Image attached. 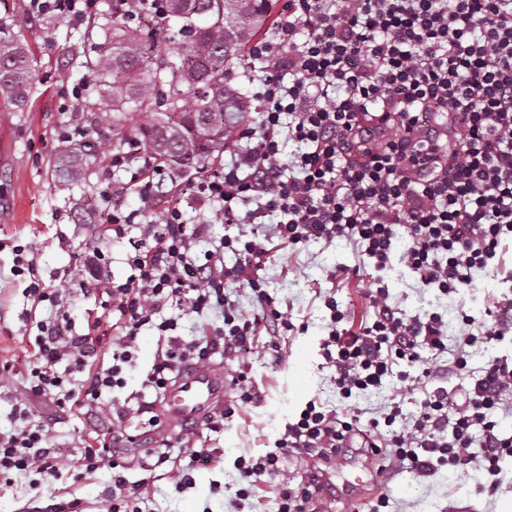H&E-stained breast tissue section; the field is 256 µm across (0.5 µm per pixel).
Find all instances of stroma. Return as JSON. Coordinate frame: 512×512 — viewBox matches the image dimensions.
<instances>
[{"instance_id":"1","label":"stroma","mask_w":512,"mask_h":512,"mask_svg":"<svg viewBox=\"0 0 512 512\" xmlns=\"http://www.w3.org/2000/svg\"><path fill=\"white\" fill-rule=\"evenodd\" d=\"M0 18L14 23L22 40L37 60L29 102L16 106L0 95V365L10 364L9 372L0 374V431L14 423L12 405L26 396V366L30 360L22 311L27 307L23 277L13 275L12 248L31 245L43 278L68 272L72 282L64 300L75 326H82L87 310L97 308L106 296L101 291L82 290L83 274L76 260L78 253L91 247L101 248L112 258L109 273L120 280L127 276L125 255L128 242L103 236L109 205L139 215L140 223L158 222L149 211L128 172L110 166L111 150L90 159V179L66 188L54 173L56 161L66 148L81 150L83 141L99 139L97 130H89L86 140L65 145L59 139L63 128L75 116L69 110V94L81 83L84 59L80 40L82 24L55 16L33 17L26 0H0ZM110 172L112 202L101 203L97 194L100 174ZM83 209L85 221L72 223L70 212ZM188 224L199 227L204 240L220 241L224 236L258 233L269 251V260L260 276L274 295L281 311L287 312L295 329L281 337V353L268 346V336L256 335L250 353L243 362L259 402L244 405L238 399L234 380L239 361L216 359L213 368L224 382V407L229 415L224 431L213 434L197 430V445L218 451L217 461L193 473V484L184 492L172 490L167 480H159L149 467L151 454L166 453V469L180 467L178 444L180 430L167 434L152 433L151 440L139 444L126 455V474L130 481H145L143 499L133 502L134 512H277L278 480L258 478L255 486H246L236 468L238 458H259L274 451L275 442L285 424L294 419L309 401H316L339 417L358 416L361 422L383 419L391 403H399L405 417L420 410L425 397L412 379L415 367L401 365L382 388L342 397L336 390V368L324 355V344L331 330L328 298H335L345 314L343 328L359 332L374 318L367 296L371 279H379L390 294L391 303L405 317L440 313L448 338V348L441 360L454 358L456 340L464 330L478 332L491 325L489 309L512 299V240L502 242L492 266L482 272L477 289H463L449 295L421 287L416 276L398 259H391L383 271H375L362 247L336 239H310L298 245L283 244L271 225L260 230L252 226L225 224L212 210H188ZM471 316V326H464L463 316ZM158 338L142 331L137 341L136 366L127 377L126 386L94 405L90 413L55 410L48 403L33 400L35 418L49 422L48 443L57 449L63 462L75 464L83 442L91 440L97 422L112 419L113 403L144 396L142 380L154 361ZM512 362V340H503L471 348L468 370L451 378L450 386H470L487 363L495 359ZM381 459L353 458L332 472L336 494L331 506L335 512H512V458L500 464L492 476L482 470L460 475L443 466L431 477L420 478L402 471L393 477L378 472ZM112 471L102 468L94 475L77 477L64 472L62 479L31 488L30 478L13 475L11 483L0 485V512H45L47 506L66 503L65 512H112L107 494ZM249 488L241 497V488Z\"/></svg>"}]
</instances>
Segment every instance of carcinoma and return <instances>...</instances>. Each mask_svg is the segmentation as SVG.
<instances>
[{
    "label": "carcinoma",
    "mask_w": 512,
    "mask_h": 512,
    "mask_svg": "<svg viewBox=\"0 0 512 512\" xmlns=\"http://www.w3.org/2000/svg\"><path fill=\"white\" fill-rule=\"evenodd\" d=\"M103 5L83 33L94 43L83 67L108 92L95 99L86 90L76 105L92 125L106 127L94 149L118 150L136 136L179 174L205 167L231 142L227 114L248 110L229 72L246 45L274 26V0H170L176 34L149 37L134 26V13L117 16L110 0ZM35 64L13 25L0 20V93L24 105ZM139 111L151 112L154 124L135 126Z\"/></svg>",
    "instance_id": "cac0c4a2"
}]
</instances>
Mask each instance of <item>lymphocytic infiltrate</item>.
I'll return each mask as SVG.
<instances>
[{
	"instance_id": "obj_1",
	"label": "lymphocytic infiltrate",
	"mask_w": 512,
	"mask_h": 512,
	"mask_svg": "<svg viewBox=\"0 0 512 512\" xmlns=\"http://www.w3.org/2000/svg\"><path fill=\"white\" fill-rule=\"evenodd\" d=\"M246 56L261 74L257 107L234 125L242 150L222 172L192 184L193 203L228 224L273 220L289 245L312 238L360 244L379 270L398 253L422 287L445 295L477 287L478 273L512 239V0H283L272 37L251 42ZM287 142L298 147L288 162L282 159ZM184 215L176 202L164 207L162 225L139 226L134 213L113 206L103 232L129 240L130 273L111 279L102 250L80 254L86 284L104 287L108 296L102 309L88 311L80 331L63 309L62 289L39 276L31 247L13 246L14 274L29 276L33 306L49 305L51 313L36 321L29 340L30 396L13 404L14 429L0 432V478L61 476L58 452L49 447L47 424L35 419L31 398L62 411L93 407L125 386L143 329L161 342L143 381L152 398L113 411L116 422L140 420L143 435L158 428L156 404L181 370L249 352L261 331L270 349L280 350V337L294 325L258 276L268 254L264 244L227 237L204 246ZM135 229L141 237L133 241ZM401 238L406 245L399 251ZM228 251L239 256L229 268ZM233 284L251 290L256 309L230 299ZM368 297L375 318L348 340L342 311L327 303L338 393L347 398L380 388L403 362L418 367L415 384L427 395L411 424L391 433L381 426L393 424L400 407L384 422L364 424L307 403L286 425L277 452L238 461L248 480L279 473L288 449L312 459L300 496L282 495L279 512H308L324 490V474L353 448L382 457L386 470L420 477L444 465L494 476L501 460L512 457V435L498 433L492 418L512 392V366L492 361L462 391L433 388V381L467 367L462 355L449 367L421 365L419 345L435 352L446 347L441 316L403 317L380 286ZM212 312L221 314V325L192 341L181 336V319ZM105 323L114 332L108 341L100 334ZM476 426L481 436H474ZM122 449L121 433H101L77 460L86 475L110 465L113 512L142 494L125 475Z\"/></svg>"
}]
</instances>
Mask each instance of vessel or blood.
<instances>
[{
  "label": "vessel or blood",
  "instance_id": "b4317fda",
  "mask_svg": "<svg viewBox=\"0 0 512 512\" xmlns=\"http://www.w3.org/2000/svg\"><path fill=\"white\" fill-rule=\"evenodd\" d=\"M224 384L210 367L199 366L169 384L160 405L164 420L182 425L222 407Z\"/></svg>",
  "mask_w": 512,
  "mask_h": 512
}]
</instances>
